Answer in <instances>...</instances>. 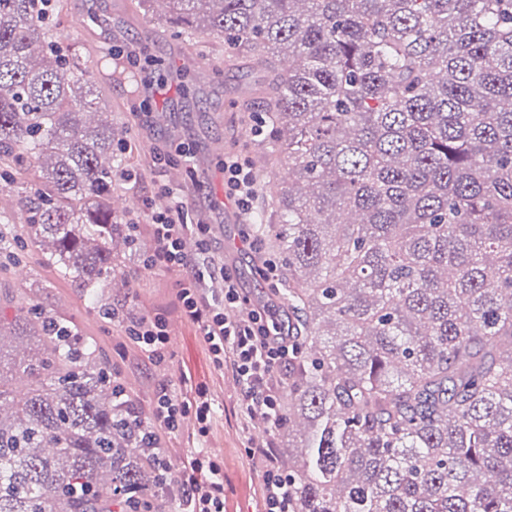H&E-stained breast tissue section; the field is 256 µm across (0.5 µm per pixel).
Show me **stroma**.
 <instances>
[{
    "label": "stroma",
    "instance_id": "35a3bbf8",
    "mask_svg": "<svg viewBox=\"0 0 512 512\" xmlns=\"http://www.w3.org/2000/svg\"><path fill=\"white\" fill-rule=\"evenodd\" d=\"M133 0H68V10L53 30L73 35L84 62L100 64L107 75L101 94L108 105L107 119L116 138L125 141L123 174L112 183L113 198L132 202L126 220L137 227L138 245L126 252L116 277L90 299L81 288L47 265L38 249L18 244L16 258L0 262V313L12 314L9 298L33 295L37 303L57 317L76 324L80 335L93 337L112 364V376L121 384L144 418H151L156 395L168 386L179 398L206 392L215 415L209 434L197 438L193 419L176 432L163 435L162 446L173 468H181L190 452L203 448L224 468V512H265L263 469L246 454L249 440L265 435L263 424L242 417L239 387L231 369H219L197 327L186 321L177 305L180 274L171 269L148 270L143 259L153 249L151 204L163 189L182 194L189 206V223L212 227L206 262L221 268L232 262L240 288L252 302L266 301L269 288L259 276V255L239 250L227 258L230 245L240 242L241 225L224 221L217 199L222 189L210 188L220 179L225 153L238 152L254 171L265 166L264 150L253 139L246 117L259 108L258 99L243 96L247 80L244 60H229L223 40L209 34L193 36L187 50L191 61H205L220 75L209 88H200L193 74L184 72L175 54L178 36L168 29L165 12L157 7L132 17ZM118 49L117 59L106 58ZM140 51L143 60L130 65L125 53ZM165 111L166 125L156 121ZM189 145L192 160L176 153ZM169 158L160 161L159 151ZM123 312L103 315L101 305ZM165 317L170 331L171 361L155 363L127 336L125 315Z\"/></svg>",
    "mask_w": 512,
    "mask_h": 512
}]
</instances>
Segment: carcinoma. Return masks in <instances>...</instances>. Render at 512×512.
<instances>
[{"mask_svg":"<svg viewBox=\"0 0 512 512\" xmlns=\"http://www.w3.org/2000/svg\"><path fill=\"white\" fill-rule=\"evenodd\" d=\"M262 73L254 231L285 276L277 454L291 512H512V0H165ZM0 0V179L86 295L133 246L98 71ZM0 319V512H112L159 490L151 424L97 342L37 304ZM28 341L13 354L1 337Z\"/></svg>","mask_w":512,"mask_h":512,"instance_id":"cac0c4a2","label":"carcinoma"}]
</instances>
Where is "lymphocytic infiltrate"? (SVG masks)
<instances>
[{"label": "lymphocytic infiltrate", "mask_w": 512, "mask_h": 512, "mask_svg": "<svg viewBox=\"0 0 512 512\" xmlns=\"http://www.w3.org/2000/svg\"><path fill=\"white\" fill-rule=\"evenodd\" d=\"M222 170L225 197L239 210H251L256 200V180L248 163L238 155L228 154ZM185 208L176 193L169 190L162 193L160 203L152 209L154 249L147 255L144 266L149 270L157 267L183 270L177 290L182 314L197 326L218 367L232 370L245 416L266 426L265 439L250 442L247 448L248 455L259 459L263 466L266 512H288V479L278 465L275 437L283 421L278 370L288 363V332L275 306L251 308L250 299L239 288L231 268L221 270L222 297L206 292L210 271L185 253L183 238L187 232H195L201 250H208L210 227L188 224ZM127 334L155 360L162 361L168 356L169 334L163 318H129ZM190 412L195 415L199 435H206L212 406L204 393L182 400L167 388H160L152 427L157 431H176ZM156 473L162 485L178 484L182 512H224V471L210 457L199 452L191 454L177 475L172 474L168 460L160 459L156 462Z\"/></svg>", "instance_id": "lymphocytic-infiltrate-1"}]
</instances>
